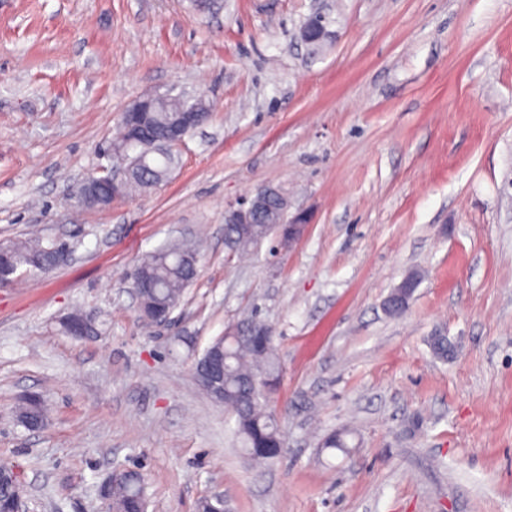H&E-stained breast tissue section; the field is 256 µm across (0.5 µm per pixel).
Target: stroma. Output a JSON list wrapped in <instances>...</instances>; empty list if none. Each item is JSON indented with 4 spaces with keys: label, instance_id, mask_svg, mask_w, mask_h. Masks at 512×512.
<instances>
[{
    "label": "stroma",
    "instance_id": "35a3bbf8",
    "mask_svg": "<svg viewBox=\"0 0 512 512\" xmlns=\"http://www.w3.org/2000/svg\"><path fill=\"white\" fill-rule=\"evenodd\" d=\"M213 2L0 0V241L74 247L0 287V462L23 512H102L123 468L147 512L215 494L226 512H512V0ZM316 11L314 53L297 33ZM171 88L213 110L168 178L74 207L126 107ZM262 184L310 222L243 257L224 212ZM182 238L200 273L169 327L144 323L128 275ZM75 312L96 335L66 332ZM245 316L276 336L269 464L194 378ZM331 432L348 452L320 448ZM18 418L23 425L38 424L41 428L45 427L48 414L43 400L37 396L33 400L24 401L19 408Z\"/></svg>",
    "mask_w": 512,
    "mask_h": 512
}]
</instances>
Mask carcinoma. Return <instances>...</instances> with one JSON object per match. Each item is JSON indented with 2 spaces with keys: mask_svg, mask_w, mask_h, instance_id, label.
I'll use <instances>...</instances> for the list:
<instances>
[{
  "mask_svg": "<svg viewBox=\"0 0 512 512\" xmlns=\"http://www.w3.org/2000/svg\"><path fill=\"white\" fill-rule=\"evenodd\" d=\"M191 106L206 114L211 112L210 102L201 94L163 93L153 111L146 115V120L153 129L161 131L180 118V111ZM136 158L140 165L126 184L127 191L163 182L176 164L172 145L159 140H140ZM284 204V200L274 197L255 223L224 225L228 245L237 251H245L260 244L282 221ZM6 248L19 268L45 272L52 266L51 246L43 245L39 239L23 244L11 243ZM197 255L198 249L194 244L179 241L142 262L139 269L154 284V288L143 295V304L176 309L185 289L198 276ZM274 341L273 329L254 320L228 326L224 336L217 339L224 352V410L235 420V431L241 439L243 451L255 461H273L282 455L285 448L276 415L267 409V394L279 378ZM18 418L24 425L45 427L48 414L43 400L37 397L23 402ZM141 481L139 472L129 470L113 486L114 512H130V504L139 500Z\"/></svg>",
  "mask_w": 512,
  "mask_h": 512,
  "instance_id": "cac0c4a2",
  "label": "carcinoma"
}]
</instances>
